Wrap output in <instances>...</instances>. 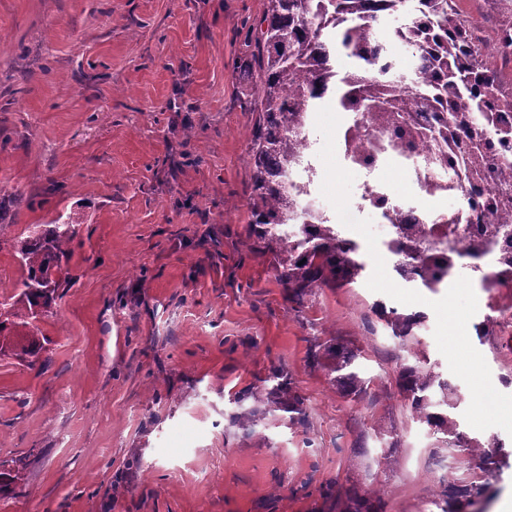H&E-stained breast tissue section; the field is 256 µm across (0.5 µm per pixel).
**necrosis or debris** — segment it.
Listing matches in <instances>:
<instances>
[{
    "mask_svg": "<svg viewBox=\"0 0 512 512\" xmlns=\"http://www.w3.org/2000/svg\"><path fill=\"white\" fill-rule=\"evenodd\" d=\"M344 113L336 126V153L357 179L352 207L380 228V249L400 263L393 244L405 234L419 241L431 255L452 256L466 264L483 288L498 285L505 257H512V193L503 194V177L512 172V108L494 114L468 113L463 128H444L435 113L413 110L402 120L388 122L371 112ZM299 145L288 157V198L294 208L282 231L292 237L296 224H332L338 236L358 243L355 233L339 226V212L321 192L317 162L320 147L303 122ZM390 169L404 171L406 186L387 178ZM503 230L487 250L488 227Z\"/></svg>",
    "mask_w": 512,
    "mask_h": 512,
    "instance_id": "4bbe7bcc",
    "label": "necrosis or debris"
}]
</instances>
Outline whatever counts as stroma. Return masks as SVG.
Listing matches in <instances>:
<instances>
[{"label": "stroma", "instance_id": "1", "mask_svg": "<svg viewBox=\"0 0 512 512\" xmlns=\"http://www.w3.org/2000/svg\"><path fill=\"white\" fill-rule=\"evenodd\" d=\"M266 0H0V301L25 271L17 241L75 225L36 366L0 355V460L22 462L0 512H337L332 486L378 512H440L447 479L508 458L487 512L512 499V291L408 288L349 206L336 106L318 107L322 192L374 261L346 288L287 298L249 228L257 104L240 79ZM427 313L395 338L376 303ZM492 319L491 333L475 324ZM356 347L366 394L316 357ZM459 385L451 447L400 394L402 364ZM283 373L308 421L252 415Z\"/></svg>", "mask_w": 512, "mask_h": 512}]
</instances>
